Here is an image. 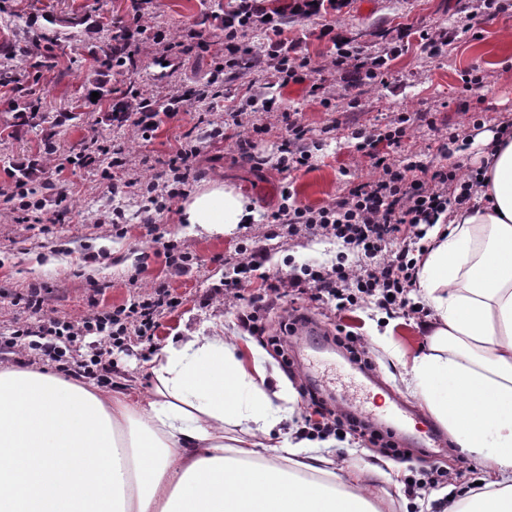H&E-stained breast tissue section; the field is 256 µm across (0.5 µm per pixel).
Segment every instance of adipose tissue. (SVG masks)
I'll return each instance as SVG.
<instances>
[{
	"instance_id": "1",
	"label": "adipose tissue",
	"mask_w": 512,
	"mask_h": 512,
	"mask_svg": "<svg viewBox=\"0 0 512 512\" xmlns=\"http://www.w3.org/2000/svg\"><path fill=\"white\" fill-rule=\"evenodd\" d=\"M480 205L435 225L416 286L428 347L404 383L484 456L485 490L448 512H512V139L496 147ZM235 185L207 182L180 204L211 236L256 222ZM151 391L130 399L47 371L0 368V512H381L378 468L343 469L282 436L290 386L223 337L164 346ZM273 442L275 456L262 452Z\"/></svg>"
}]
</instances>
